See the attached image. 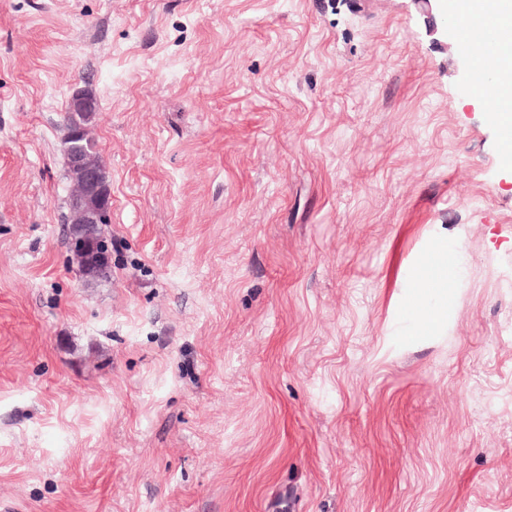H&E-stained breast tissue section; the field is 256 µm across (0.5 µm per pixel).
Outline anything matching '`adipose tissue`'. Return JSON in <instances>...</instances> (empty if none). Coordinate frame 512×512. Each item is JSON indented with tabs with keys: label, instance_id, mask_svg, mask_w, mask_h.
I'll list each match as a JSON object with an SVG mask.
<instances>
[{
	"label": "adipose tissue",
	"instance_id": "obj_1",
	"mask_svg": "<svg viewBox=\"0 0 512 512\" xmlns=\"http://www.w3.org/2000/svg\"><path fill=\"white\" fill-rule=\"evenodd\" d=\"M457 14L489 17L496 23L492 50L480 55L471 70L470 82L479 88L489 75H496L493 107L498 120L512 123V0H454Z\"/></svg>",
	"mask_w": 512,
	"mask_h": 512
}]
</instances>
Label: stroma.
Returning a JSON list of instances; mask_svg holds the SVG:
<instances>
[{"instance_id": "obj_1", "label": "stroma", "mask_w": 512, "mask_h": 512, "mask_svg": "<svg viewBox=\"0 0 512 512\" xmlns=\"http://www.w3.org/2000/svg\"><path fill=\"white\" fill-rule=\"evenodd\" d=\"M450 20L0 0V512H512V168ZM77 89L111 179L96 282ZM426 290L427 289L422 288L418 289V291H414L409 303L410 307L413 308L414 312L421 320L430 325H434L444 318V314L440 310L430 309L426 306Z\"/></svg>"}]
</instances>
